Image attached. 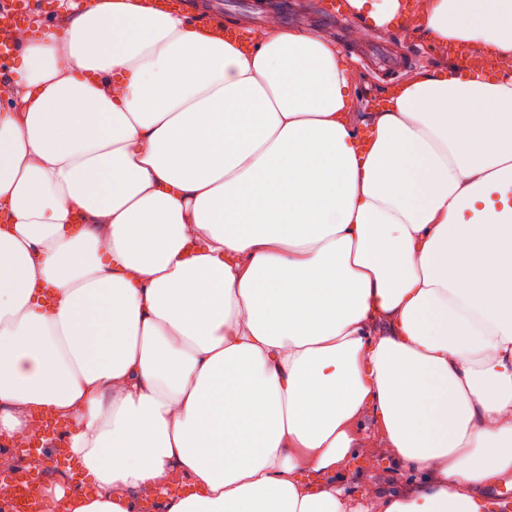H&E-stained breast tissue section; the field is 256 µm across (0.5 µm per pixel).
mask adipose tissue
<instances>
[{
    "mask_svg": "<svg viewBox=\"0 0 512 512\" xmlns=\"http://www.w3.org/2000/svg\"><path fill=\"white\" fill-rule=\"evenodd\" d=\"M416 29L512 58V0ZM0 80V440L71 422L59 512H487L512 476V75L421 68L356 110L335 39L251 43L64 0ZM369 452L370 454H364L334 476V480L347 489L352 512H365L369 508L365 492L373 488L388 491L395 487L397 480L409 478L403 467H393L389 462L377 458H380V453L375 454V457L371 455L374 451Z\"/></svg>",
    "mask_w": 512,
    "mask_h": 512,
    "instance_id": "ef3b65f1",
    "label": "adipose tissue"
}]
</instances>
